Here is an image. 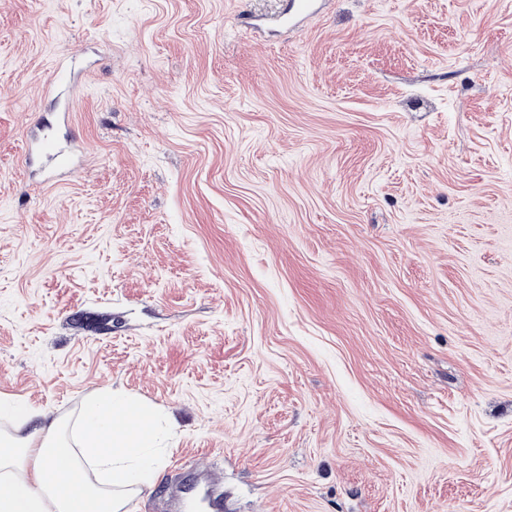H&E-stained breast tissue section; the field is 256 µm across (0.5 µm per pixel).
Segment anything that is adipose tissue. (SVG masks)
Segmentation results:
<instances>
[{
  "label": "adipose tissue",
  "instance_id": "obj_1",
  "mask_svg": "<svg viewBox=\"0 0 512 512\" xmlns=\"http://www.w3.org/2000/svg\"><path fill=\"white\" fill-rule=\"evenodd\" d=\"M0 416V512H123L161 470L159 428L120 392H99L72 422L5 399Z\"/></svg>",
  "mask_w": 512,
  "mask_h": 512
}]
</instances>
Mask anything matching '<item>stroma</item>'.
<instances>
[{
  "instance_id": "stroma-1",
  "label": "stroma",
  "mask_w": 512,
  "mask_h": 512,
  "mask_svg": "<svg viewBox=\"0 0 512 512\" xmlns=\"http://www.w3.org/2000/svg\"><path fill=\"white\" fill-rule=\"evenodd\" d=\"M284 5L0 0V398L171 416L125 512H512V0ZM35 159H45L53 163L50 174L43 179L45 183L57 182L72 177L79 172V165L62 153L48 135L44 133V129L40 127L29 129L24 141L22 163L29 168L34 164Z\"/></svg>"
}]
</instances>
